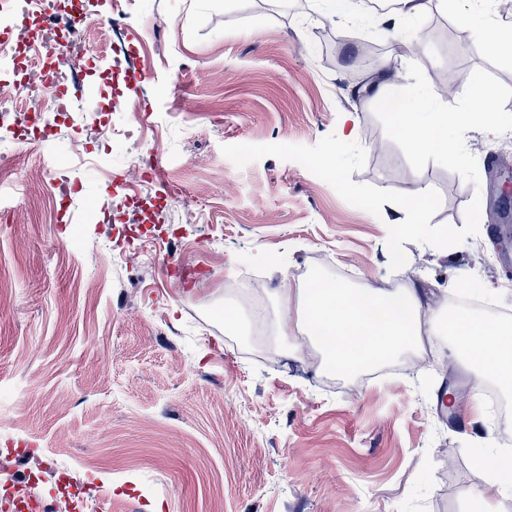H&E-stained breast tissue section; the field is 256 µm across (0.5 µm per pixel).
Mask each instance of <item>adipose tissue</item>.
Here are the masks:
<instances>
[{
	"label": "adipose tissue",
	"mask_w": 512,
	"mask_h": 512,
	"mask_svg": "<svg viewBox=\"0 0 512 512\" xmlns=\"http://www.w3.org/2000/svg\"><path fill=\"white\" fill-rule=\"evenodd\" d=\"M468 4L463 21L473 27L478 45L500 53L512 46V26L491 18L487 0H468ZM472 97L473 104L462 112L442 107L420 112L383 84L371 92L369 101L398 121L399 132L411 148L444 157L458 149L461 134L469 127L492 132L499 126L492 110L494 90L480 85ZM273 299L274 335L306 332L319 337L330 371L351 373L364 364L394 357L422 337L448 335L455 339L458 354L472 364L474 388L492 378L504 390H512V326L463 314L443 315L440 302L427 300L421 289L296 287L285 280ZM487 462L491 474L476 498L482 512H500L501 501L512 498V460L491 456Z\"/></svg>",
	"instance_id": "adipose-tissue-1"
}]
</instances>
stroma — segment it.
Here are the masks:
<instances>
[{
  "label": "stroma",
  "mask_w": 512,
  "mask_h": 512,
  "mask_svg": "<svg viewBox=\"0 0 512 512\" xmlns=\"http://www.w3.org/2000/svg\"><path fill=\"white\" fill-rule=\"evenodd\" d=\"M464 8L438 0L396 50L389 14L352 29L310 0H90L88 36L107 27L110 40L71 64L72 116L46 113L52 134L25 144L28 167L0 187V451L31 452L42 499L69 484L75 512H475L489 472L473 451L497 447L502 428L447 337L430 338L423 375L351 392L303 359L306 337L224 327L241 305L225 282L256 272L274 289L318 255L352 288L437 295L466 273L512 320V240L492 231L512 167V61L474 45ZM366 43L416 105L439 74L459 78L453 111L476 81L495 89L497 137L465 134L479 184L410 167L367 105L382 75ZM131 95L143 110L130 119L118 105ZM128 121L138 140L113 136ZM330 133L366 152L353 182L437 190L432 224L462 227L479 199L477 234L405 243L394 270L387 228L403 209L376 216L298 163L240 168L221 152ZM142 157L155 174L121 188Z\"/></svg>",
  "instance_id": "stroma-1"
}]
</instances>
